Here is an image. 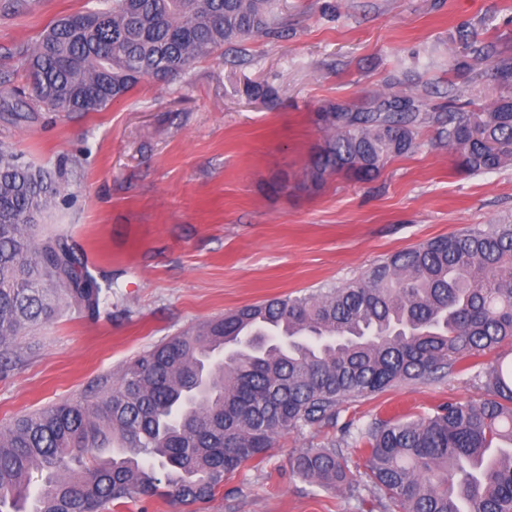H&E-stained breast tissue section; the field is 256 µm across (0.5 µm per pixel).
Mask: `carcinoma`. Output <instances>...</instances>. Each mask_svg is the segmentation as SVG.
<instances>
[{"label":"carcinoma","mask_w":512,"mask_h":512,"mask_svg":"<svg viewBox=\"0 0 512 512\" xmlns=\"http://www.w3.org/2000/svg\"><path fill=\"white\" fill-rule=\"evenodd\" d=\"M273 0H112L52 23L26 51L29 100L54 112H97L141 80H169L200 56L269 31ZM458 68L471 81L492 46L465 41ZM495 80L512 86V58ZM473 113L448 100L433 120L460 166L491 171L512 161V96ZM428 119L419 95L384 93L362 108L318 112L330 133L306 180L377 175L409 152ZM60 194L46 172L0 145V358L67 302L91 312L103 288L61 236L38 238L30 216ZM288 337V345L276 342ZM512 341V224L439 237L391 255L358 282L276 297L181 332L138 354L91 398L47 406L0 428V512H110L163 497L178 509L211 501L227 475L259 460L291 428L336 418V407L394 385L439 378L457 363L484 378L479 403L449 401L423 416H377L344 431L365 457L368 481L348 477L341 444L303 448L296 476L344 490L385 512H512V362L475 359ZM227 354L224 366L213 359ZM207 371L208 392L188 399ZM89 451L92 464L80 453Z\"/></svg>","instance_id":"cac0c4a2"}]
</instances>
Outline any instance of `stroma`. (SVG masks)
Segmentation results:
<instances>
[{"instance_id":"1","label":"stroma","mask_w":512,"mask_h":512,"mask_svg":"<svg viewBox=\"0 0 512 512\" xmlns=\"http://www.w3.org/2000/svg\"><path fill=\"white\" fill-rule=\"evenodd\" d=\"M112 0H0V143L61 186L39 233L62 235L111 280L98 314L62 307L20 339L0 372V426L90 397L166 337L280 296L358 281L392 254L466 228L512 222V162L479 173L428 121L406 155L370 181L319 188L305 170L324 136L316 111L364 106L394 85L449 99L500 94L492 74L455 71L460 36L476 32L512 57V0H278L274 31L202 56L169 81L142 80L98 112L7 103L25 84L24 52L60 17ZM271 86L276 101L248 95ZM483 381L455 368L337 408L334 421L282 432L263 463L231 475L202 512H357L341 491L293 476L288 458L340 439L384 412L419 415L480 401Z\"/></svg>"}]
</instances>
